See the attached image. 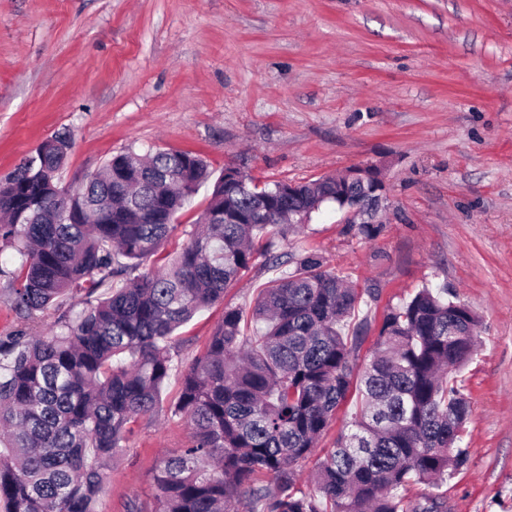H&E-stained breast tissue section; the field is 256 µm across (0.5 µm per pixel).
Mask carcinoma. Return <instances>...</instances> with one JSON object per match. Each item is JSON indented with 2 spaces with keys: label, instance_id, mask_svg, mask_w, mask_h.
<instances>
[{
  "label": "carcinoma",
  "instance_id": "obj_1",
  "mask_svg": "<svg viewBox=\"0 0 512 512\" xmlns=\"http://www.w3.org/2000/svg\"><path fill=\"white\" fill-rule=\"evenodd\" d=\"M70 145L68 133L55 134L0 182V245L19 259L17 314L28 320L67 294L83 298L47 336L25 326L0 336V512H99L102 470L162 403L176 330L261 256L294 270L261 291L251 337L243 312L225 308L183 374L173 413L190 442L157 468L154 512H448L433 489L467 460L471 409L455 373L477 352L478 316L446 288H421L387 305L360 368L365 336L345 329L376 292L315 253L272 252L325 203L355 208L353 228L374 237L370 182L323 176L290 189L242 173L241 188L220 177L180 251L131 278L178 230L208 165L187 151H128L68 189L59 172ZM353 387L358 411L316 455ZM310 460L306 491L299 465ZM418 486L430 492L409 496Z\"/></svg>",
  "mask_w": 512,
  "mask_h": 512
}]
</instances>
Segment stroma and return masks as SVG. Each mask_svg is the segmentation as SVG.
Here are the masks:
<instances>
[{
	"label": "stroma",
	"instance_id": "1",
	"mask_svg": "<svg viewBox=\"0 0 512 512\" xmlns=\"http://www.w3.org/2000/svg\"><path fill=\"white\" fill-rule=\"evenodd\" d=\"M59 132L74 188L159 148L267 182L380 170L373 239L326 204L276 250L376 289L354 317L363 360L386 306L419 288L479 316L469 458L441 491L448 512H512V0H0V179ZM271 277L255 263L178 330L162 408L106 470L101 512L152 501L160 461L189 441L170 412L185 369Z\"/></svg>",
	"mask_w": 512,
	"mask_h": 512
}]
</instances>
